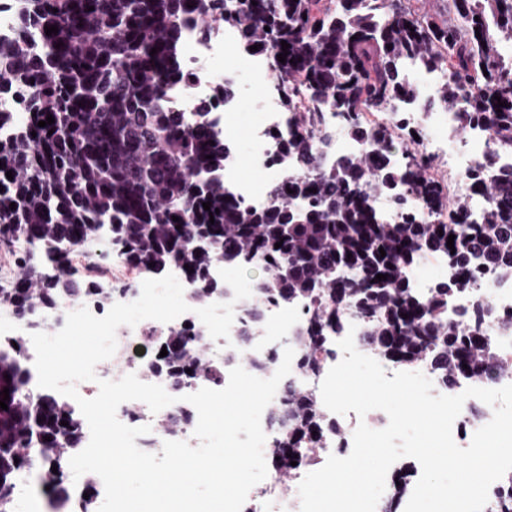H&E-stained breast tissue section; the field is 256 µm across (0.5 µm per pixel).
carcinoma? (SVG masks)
<instances>
[{
    "instance_id": "carcinoma-1",
    "label": "carcinoma",
    "mask_w": 512,
    "mask_h": 512,
    "mask_svg": "<svg viewBox=\"0 0 512 512\" xmlns=\"http://www.w3.org/2000/svg\"><path fill=\"white\" fill-rule=\"evenodd\" d=\"M22 2L14 38L0 40V91L14 89L29 115L24 130L0 136V242L18 250V274L13 287L0 288V303L26 317L78 295L107 302L98 282L81 287L69 279L61 250L105 239L128 248L134 265L155 263L157 276L192 267L197 298L220 287L211 277L219 259L261 268L262 303L311 301L300 361L309 373L319 370L312 355L343 332L348 308L368 322L378 355L402 365L429 358L445 382L481 376L496 361L481 313L463 333L448 321V297L470 285L477 260L512 277V169L491 178L476 173L467 191L451 195L412 133L399 134L394 122L369 128L363 114L392 112L415 96L402 60L425 70L445 66L448 81L435 99L456 112L461 128L482 126L497 151L512 153V61L498 50L512 43V0H444L442 11L420 0H238L232 11L225 0ZM216 22L238 29L240 51L255 45L271 57L286 109L309 99L282 142L300 171L274 187L263 208L225 189L229 150L205 113L191 122L167 104L187 28L204 36ZM52 25L58 33L48 36ZM283 41L290 47L281 63ZM327 112L379 149L320 166ZM49 115L54 123L38 126ZM379 193L390 196L401 222L374 207ZM473 194L488 199L475 218ZM418 208L446 212L448 222L426 224L413 213ZM425 252L446 255L454 275L422 298L406 272ZM342 268L354 276L336 278ZM378 274L386 279L375 280ZM197 341L187 329L170 331L162 342L171 360L149 371L185 383L200 367ZM8 348L0 341V392L9 389L8 409H0V512H11L15 479L34 466L47 493L64 503V469L81 449L83 419L53 393L30 390L22 349ZM272 418L278 433L269 466H310L301 448L322 441L319 401L301 395ZM83 492L89 497L79 498V512H94V478Z\"/></svg>"
}]
</instances>
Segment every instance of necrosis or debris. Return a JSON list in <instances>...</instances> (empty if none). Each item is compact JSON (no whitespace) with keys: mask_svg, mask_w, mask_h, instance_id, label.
I'll use <instances>...</instances> for the list:
<instances>
[{"mask_svg":"<svg viewBox=\"0 0 512 512\" xmlns=\"http://www.w3.org/2000/svg\"><path fill=\"white\" fill-rule=\"evenodd\" d=\"M239 42V33L229 24L213 27L211 33L202 39H193L192 52L185 58V77L173 84L169 100L175 108L183 112H197L200 104H207L209 118L221 135H228L237 118L241 101L220 95L219 90L225 83L238 82L242 75H251L255 80L263 78L271 70L270 59L263 54H246L236 58L224 55L226 46ZM448 79L444 68L428 71L422 81H416L414 98L398 102L393 114L369 112L366 122L374 127L385 125L391 117H399L409 128L419 130V148L431 158L444 162L448 171L449 193L464 192L474 173L493 176L502 169L512 167V154L496 152L484 128L472 127L460 129L454 112L433 106L432 100L439 86ZM259 114L257 122L249 132L251 163L259 172V181H250L237 176V162H230L228 171L233 174L229 179V188L238 196L257 207L265 206L269 200L271 186L281 183L295 163L288 158L279 157L277 133L285 132L291 118L272 89H265L258 100ZM79 304L66 300L51 313H37L27 318L17 317L11 309L0 310V332L15 334L17 341L26 353L27 364H34L35 350L31 335L35 332H58L65 324L69 312L78 309ZM483 308L482 328L488 340L494 346L497 366L472 382H459L455 386H446L436 375L430 361L424 360L411 364L414 372L423 373L430 378L434 394L457 395L467 386L497 389L512 384V280L502 279L492 273H485L470 288L455 292L448 300V318L461 330H468L467 317L470 311ZM305 309L301 306L271 305L264 309L260 330L248 341L241 342L237 331H230L228 337L214 339L203 335L202 345L205 362L219 369L217 379L199 377L190 384L178 387L164 374H147L145 367L154 363L158 351L153 338L162 336L168 329L201 327V320L194 313H186L165 324L156 320H144L136 326H120L116 331V350L114 355L98 363L95 367L96 380L78 383L79 395L86 399L94 398L98 392V380H117L128 374L136 376L145 383L161 385L168 394L176 396L177 401L159 412H151L141 401H127L117 410L118 419L131 427L150 426L151 431L136 438V445L143 451L157 454L168 436L164 422L168 418L181 414L188 409L185 395L201 388L221 389L226 387L230 371L225 364L226 354L232 351L244 353L250 364V374L271 377L283 359L285 348H298V338L304 325ZM316 358L321 365L320 373L311 375L292 367L285 383L279 384L274 405H283L287 388L319 394L320 384L326 371L343 358L336 340H329L317 352ZM328 425L316 456L325 460L329 456H348L353 447V433L359 423H366L373 429L387 426L388 416L380 410L369 411L365 417L356 413L339 415L327 413Z\"/></svg>","mask_w":512,"mask_h":512,"instance_id":"necrosis-or-debris-1","label":"necrosis or debris"}]
</instances>
